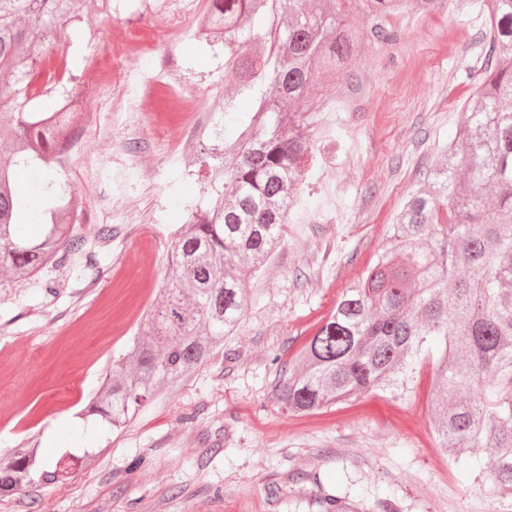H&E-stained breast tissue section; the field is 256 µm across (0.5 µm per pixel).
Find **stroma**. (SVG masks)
<instances>
[{
    "label": "stroma",
    "instance_id": "stroma-1",
    "mask_svg": "<svg viewBox=\"0 0 512 512\" xmlns=\"http://www.w3.org/2000/svg\"><path fill=\"white\" fill-rule=\"evenodd\" d=\"M206 8V0H86L85 22L57 31L50 45L66 50L74 90L83 87L88 39L109 40L116 24L147 19L158 33L147 73L175 70L181 85L223 111L224 49L173 30ZM364 34L359 87L329 88L334 111L322 122L336 148L305 159L298 206L280 246L248 284V304L223 348L188 378L167 386L122 432L68 415L83 409L125 340L95 335L130 310H145L133 289L129 258L140 230L152 238L153 286L165 284V255L203 200L197 165L173 169L167 144L149 119L135 125L124 153L99 144L74 158L68 174L80 200V231L112 237L98 255L115 274L107 296L88 271L72 283L65 269L45 271L58 293L35 283L0 288V347L37 350L21 371L0 376V407L18 408L0 424V451L41 449L46 461L96 452L91 467L73 465L65 481L32 484L0 497V512H318L323 494H344L371 507L392 499L398 512H504L491 480L473 486L468 464L439 449L430 426L434 374L424 370L411 397L376 392L313 416H291L273 395L274 357L289 359L338 295L359 279L387 242L388 228L423 175L454 137L468 78L484 65L485 21L461 0L430 13L408 6L391 16L397 40L384 46ZM75 384L70 403L62 380Z\"/></svg>",
    "mask_w": 512,
    "mask_h": 512
}]
</instances>
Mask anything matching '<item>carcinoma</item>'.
<instances>
[{
    "label": "carcinoma",
    "mask_w": 512,
    "mask_h": 512,
    "mask_svg": "<svg viewBox=\"0 0 512 512\" xmlns=\"http://www.w3.org/2000/svg\"><path fill=\"white\" fill-rule=\"evenodd\" d=\"M409 0H209L202 33L224 44V111L251 97L255 110L227 131L230 165L218 147L209 167L216 196L192 210L167 255V283L107 374L89 415L114 430L129 426L161 388L205 365L243 316L247 283L280 242L297 204L303 160L326 138L329 104L318 77L347 83L359 34L346 24L357 8L375 19L369 34L396 40L384 18ZM487 59L461 105L463 117L442 158L392 225L388 245L293 359L280 366L275 398L296 414L381 391L404 399L421 371L434 369L431 423L460 462L490 451L486 471L512 498V0H486ZM81 0H0V269L26 282L90 252L79 205L62 178L60 132L74 113L38 112L32 75L53 57L56 32ZM263 51H249L250 44ZM67 456L42 461L37 448L0 457V494L64 480ZM325 512H347L327 494Z\"/></svg>",
    "instance_id": "obj_1"
}]
</instances>
